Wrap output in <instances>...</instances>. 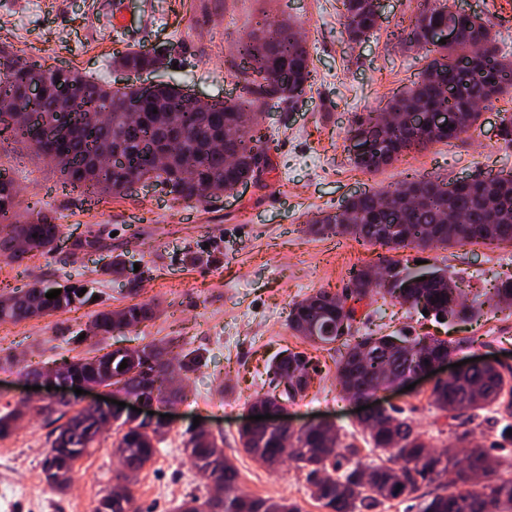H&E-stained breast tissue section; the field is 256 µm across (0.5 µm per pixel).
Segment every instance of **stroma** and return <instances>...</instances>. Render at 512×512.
<instances>
[{"instance_id": "stroma-1", "label": "stroma", "mask_w": 512, "mask_h": 512, "mask_svg": "<svg viewBox=\"0 0 512 512\" xmlns=\"http://www.w3.org/2000/svg\"><path fill=\"white\" fill-rule=\"evenodd\" d=\"M425 0H381L379 30L359 42L343 34L342 0H0V55L34 56L111 82L114 53L147 48L170 51L171 62L154 81L190 90L205 100L232 101L242 87L231 74L237 44L267 19L292 23L305 42L314 79L295 103L270 101L262 128L274 168L259 182L231 196L203 203L173 199L142 185L118 198L67 188L59 173L33 149L0 143V168L10 171L22 195L36 194L44 212L62 226V250L12 263L0 259V285L22 290L72 275L95 281L102 306L154 303L151 321L113 333L97 343H71L72 331L89 322L84 306L17 324L0 323V411L22 400L55 397V390L30 389L24 365L90 358L119 347L149 342L173 354L199 350L202 362L182 386L184 401L172 416L154 461L133 488L138 512H173L184 497L204 495L205 481L183 452L194 422L224 440V452L239 474L238 487L252 496L289 498L302 512H323L304 471L295 465L269 469L238 443L252 402L269 389L270 366L285 349L307 352L320 374L305 396L289 403L290 423H332L354 438L365 461H377L356 409L336 380L339 349L302 342L288 329L293 304L325 289L344 292L352 266L378 264L381 248L348 236L315 234L309 227L336 211L352 195L394 187L406 174L446 183L512 171V142L501 139L503 113L512 97L482 107L472 135L413 151L374 173L351 161L347 131L358 115L382 112L386 103L418 78L422 51L405 48L397 31L409 24ZM452 8L479 14L497 34V47L512 56V0H447ZM100 238L97 253L72 250L79 237ZM123 255L138 265V286L129 277L102 275L106 262ZM425 258L457 275L464 295L485 294L512 276V246L467 244L425 251ZM356 328L363 333H403L451 343L475 336L480 346L456 357L498 358L512 364V313L468 321L438 320L374 295L359 304ZM430 391L418 388L393 401L434 439L436 411ZM49 426L37 416L20 421L0 439V512H93L112 484L117 460L108 433L76 464L65 495L47 486L43 462Z\"/></svg>"}]
</instances>
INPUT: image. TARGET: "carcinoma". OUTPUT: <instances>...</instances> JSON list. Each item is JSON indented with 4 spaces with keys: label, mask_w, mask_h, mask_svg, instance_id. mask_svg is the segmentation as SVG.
<instances>
[{
    "label": "carcinoma",
    "mask_w": 512,
    "mask_h": 512,
    "mask_svg": "<svg viewBox=\"0 0 512 512\" xmlns=\"http://www.w3.org/2000/svg\"><path fill=\"white\" fill-rule=\"evenodd\" d=\"M341 25L348 39L356 42L378 26L376 0H344ZM452 15L442 0H429L411 23L400 29L403 44L433 47L437 56L423 68L421 76L404 95L393 99L388 110L394 114L384 137L374 142L365 155L353 158L356 168L374 172L405 154L437 142H449L468 133L481 116L479 107L512 93V60L499 55L495 36L477 16L457 19L458 35L446 44L433 40L436 27ZM237 54L247 64L234 70L243 95L199 111L182 96V89L168 83L157 85L141 106L137 124L124 111L127 93L101 83L86 74L58 67H45L25 58L0 59V98L21 94L24 79L37 73L47 89L33 101L31 114L41 123L57 122L59 114L70 116L72 132L67 138L34 143L32 147L68 182L87 186L102 194L121 197L127 183H157L177 199L202 202L233 186L237 181L256 177L257 157L267 153L259 135V119L265 105L273 99L298 100L313 78L309 53L298 33L286 22L264 24L239 42ZM162 64L160 54L148 55L128 50L112 59L116 69H138ZM408 112H446L460 116V126L446 132L429 131L417 135L406 117ZM11 137L28 143L27 129L0 118V141ZM117 145L123 158L122 171L115 172L96 163L97 151ZM12 180L0 179V256L11 262L23 261L28 252L16 247L24 237L35 252L50 254L60 240V225L54 218L30 211L19 219L18 196L8 186ZM443 183L425 178H410L380 195L363 193L344 201L334 213L324 215L321 229L349 235L356 241L388 251L405 248L420 250L448 248L466 244L512 245V173L489 178V184L464 187L457 192L442 189ZM465 216L460 230L447 222L448 214ZM37 237H32V234ZM380 275L369 268L351 272L349 292L339 296L327 290L296 303L288 316V328L311 343L336 342V326L356 321V308L347 306L377 292L412 308L438 316L469 318L482 311L485 302L464 298L448 270L430 267L415 269L399 260L379 257ZM86 292H81V289ZM61 290L55 299L46 293ZM94 289L83 281L41 282L31 288L0 297V322L19 323L51 316L75 306L93 305ZM497 311L512 308V278L493 288L490 297ZM154 307L134 303L115 312L100 310L94 325L102 334L122 329L123 320L136 324L152 319ZM479 339L469 337L452 346L448 342L420 338L413 344L395 336H356L345 339L346 352L337 367V379L348 398L367 395L379 386L401 379L411 364L433 357L450 355L472 348ZM144 355L155 365L173 366L165 359V349L148 343L132 353L120 350L99 357L78 359L73 368L83 370L93 363L112 367L111 384L135 396L145 394L149 384L162 394L161 375L154 365L134 366L133 359ZM127 367L119 369L121 363ZM316 373L311 358L303 351H285L272 367L273 385L253 403V407L286 405L303 396ZM431 399L446 420L448 437L462 448L464 460L432 451L430 437L393 408L371 412L360 421L363 431L383 459L371 464L359 458L354 443L327 423L322 427L291 430L286 435L267 425L243 428L238 440L246 453L258 462L275 467L288 460L307 470L312 496L326 512H378L385 503L421 493L420 512H512V479L499 473L498 451L512 445V367L479 365L464 375L436 385ZM53 426L49 432L44 479L53 491H63L68 482L51 481L59 467L56 456L58 437L67 436L75 449L67 474L103 437L99 422L104 412L91 407L74 408L67 402L42 411ZM20 411L0 414V438L14 430ZM486 428L495 433L498 443H474L476 431ZM117 438L113 453L140 473L155 456V444L164 433L116 423ZM184 452L192 466L208 473L226 488L237 487L238 471L224 448L214 437L187 432ZM177 512H301L297 503L244 493H226L224 499L193 496L183 501Z\"/></svg>",
    "instance_id": "1"
}]
</instances>
